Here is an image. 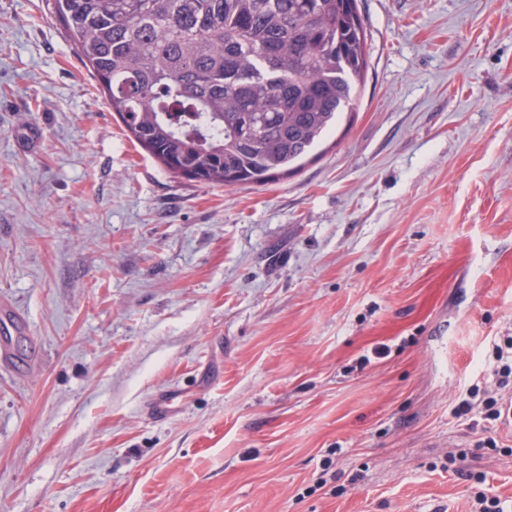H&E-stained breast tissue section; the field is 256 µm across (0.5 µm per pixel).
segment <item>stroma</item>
<instances>
[{"instance_id": "obj_1", "label": "stroma", "mask_w": 512, "mask_h": 512, "mask_svg": "<svg viewBox=\"0 0 512 512\" xmlns=\"http://www.w3.org/2000/svg\"><path fill=\"white\" fill-rule=\"evenodd\" d=\"M358 6L356 111L210 188L0 0V512H512V0Z\"/></svg>"}]
</instances>
